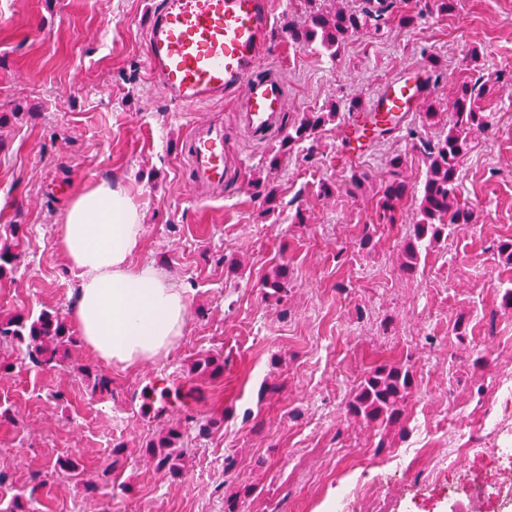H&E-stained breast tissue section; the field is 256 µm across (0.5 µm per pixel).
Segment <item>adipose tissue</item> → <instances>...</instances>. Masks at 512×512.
<instances>
[{
  "label": "adipose tissue",
  "instance_id": "adipose-tissue-1",
  "mask_svg": "<svg viewBox=\"0 0 512 512\" xmlns=\"http://www.w3.org/2000/svg\"><path fill=\"white\" fill-rule=\"evenodd\" d=\"M143 235L139 204L122 185L101 180L74 195L58 244L79 279L71 322L107 365L132 368L168 353L183 336L185 288L133 260Z\"/></svg>",
  "mask_w": 512,
  "mask_h": 512
}]
</instances>
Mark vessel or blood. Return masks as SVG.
<instances>
[{
    "label": "vessel or blood",
    "mask_w": 512,
    "mask_h": 512,
    "mask_svg": "<svg viewBox=\"0 0 512 512\" xmlns=\"http://www.w3.org/2000/svg\"><path fill=\"white\" fill-rule=\"evenodd\" d=\"M272 0H159L145 29L146 66L155 88L192 109L234 98L239 125L253 141H267L288 107V89L264 63L272 27ZM419 107L405 76L386 82L370 110L388 120ZM223 124L192 125L181 157L196 200L223 188L233 157Z\"/></svg>",
    "instance_id": "obj_1"
}]
</instances>
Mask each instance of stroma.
Wrapping results in <instances>:
<instances>
[{"instance_id": "35a3bbf8", "label": "stroma", "mask_w": 512, "mask_h": 512, "mask_svg": "<svg viewBox=\"0 0 512 512\" xmlns=\"http://www.w3.org/2000/svg\"><path fill=\"white\" fill-rule=\"evenodd\" d=\"M155 2L0 0V234L20 227L18 265L0 278V311L69 316L77 281L58 226L71 196L102 179L123 184L142 207L135 262L191 297L184 336L135 369L105 365L80 344L63 369L42 371L16 344L0 345V360L14 365L0 374V409L15 414L0 420V498L29 492L37 474L39 512H224L235 493L242 512H326L331 498L360 483L396 499V512H454L449 490L501 467L503 443L485 432L475 435L478 451L442 471L437 461L454 430L474 427L473 408L494 399V372L512 366V310L499 306L512 264L497 251L512 237V80L502 77L512 70V0H458L454 12L429 14L417 27L360 34L335 62L288 40L302 0H272L265 60L288 88L285 124L342 99L371 102L387 79L431 53L448 63L431 89L440 110L463 78L492 79L481 107L494 123L461 168L473 222L423 256L413 279L400 256L417 196L389 220L373 188L354 194L346 179L354 170L379 179L396 153L418 186L426 163L408 138L420 127L417 113L361 154L344 152L346 125L329 122L274 170L267 163L279 136L237 138L240 175L196 201L180 157L185 134L197 120L233 125L235 109L223 101L185 111L154 88L144 26ZM324 181L337 185L327 197L318 192ZM259 183L274 191L276 209L267 210ZM367 224L375 233L363 249ZM282 265L287 294L266 296L264 280ZM460 319L463 337L453 330ZM205 356L223 372L191 374ZM382 361L409 364L416 380L402 427L386 434L347 413ZM88 367L111 379V395L94 392ZM179 384L198 388L199 398L169 421L194 417L211 427L205 436L189 429L175 477L157 469L151 448L165 423L143 415L137 398ZM70 456L78 475L57 465ZM393 466L399 479L383 483Z\"/></svg>"}]
</instances>
